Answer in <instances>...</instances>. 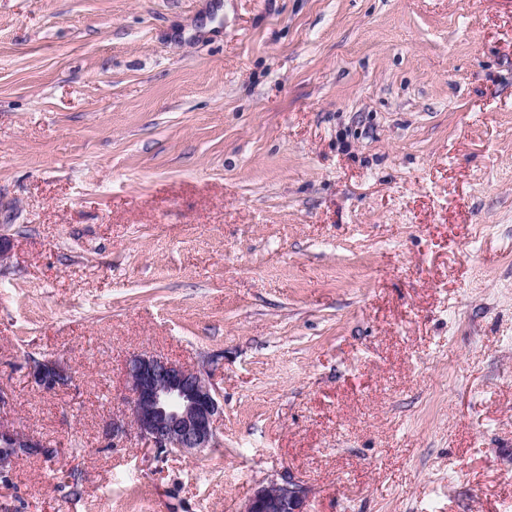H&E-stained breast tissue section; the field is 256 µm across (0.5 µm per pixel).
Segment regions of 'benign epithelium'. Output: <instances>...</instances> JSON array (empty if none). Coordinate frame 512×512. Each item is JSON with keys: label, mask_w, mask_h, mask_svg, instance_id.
I'll list each match as a JSON object with an SVG mask.
<instances>
[{"label": "benign epithelium", "mask_w": 512, "mask_h": 512, "mask_svg": "<svg viewBox=\"0 0 512 512\" xmlns=\"http://www.w3.org/2000/svg\"><path fill=\"white\" fill-rule=\"evenodd\" d=\"M31 366L35 382L48 390L71 379L59 361L33 358ZM125 377L133 393L132 418L124 426L112 424V439L130 430L156 451L180 455L214 447L221 406L204 372L139 353L126 362ZM34 448L46 459L58 454V449L0 423V475L7 476L12 462ZM244 512H307L306 490L290 477L272 479L253 490Z\"/></svg>", "instance_id": "benign-epithelium-1"}]
</instances>
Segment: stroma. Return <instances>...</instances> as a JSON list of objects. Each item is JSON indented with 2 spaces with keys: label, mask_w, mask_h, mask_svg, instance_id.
<instances>
[{
  "label": "stroma",
  "mask_w": 512,
  "mask_h": 512,
  "mask_svg": "<svg viewBox=\"0 0 512 512\" xmlns=\"http://www.w3.org/2000/svg\"><path fill=\"white\" fill-rule=\"evenodd\" d=\"M0 239V512H512V0H0ZM125 377L134 397L132 418L124 426L112 422V442L130 430L160 453L214 447L222 408L204 372L139 353L126 362ZM31 366L35 382L48 390L64 386L71 379L69 369L59 361L32 358ZM33 448H37L39 455L46 459L57 456L58 449L46 446L41 440L24 434L16 429L0 423V474L6 477L8 467L22 455H29ZM244 512H307L306 490L289 477L273 479L256 487L244 505Z\"/></svg>",
  "instance_id": "35a3bbf8"
}]
</instances>
